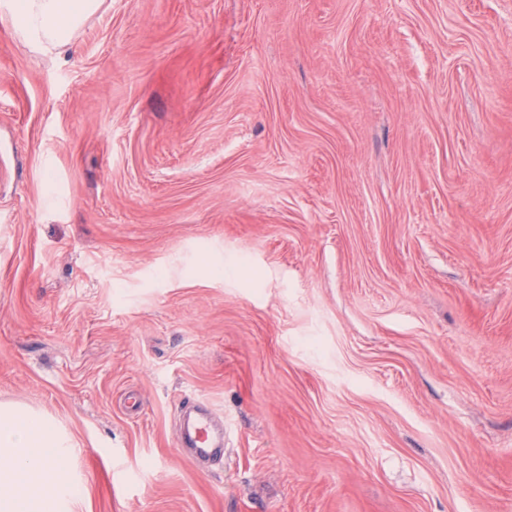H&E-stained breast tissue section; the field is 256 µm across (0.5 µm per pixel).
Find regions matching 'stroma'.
<instances>
[{
	"mask_svg": "<svg viewBox=\"0 0 512 512\" xmlns=\"http://www.w3.org/2000/svg\"><path fill=\"white\" fill-rule=\"evenodd\" d=\"M1 402L69 512H512V0L0 18ZM102 0H1L20 38L42 52H61L78 35ZM182 444L193 448L195 457H207L221 451L213 442L210 418L206 414L197 416L180 437Z\"/></svg>",
	"mask_w": 512,
	"mask_h": 512,
	"instance_id": "35a3bbf8",
	"label": "stroma"
}]
</instances>
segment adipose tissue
I'll return each instance as SVG.
<instances>
[{"mask_svg":"<svg viewBox=\"0 0 512 512\" xmlns=\"http://www.w3.org/2000/svg\"><path fill=\"white\" fill-rule=\"evenodd\" d=\"M102 0H0V15L9 17L20 38L42 52H59L78 35ZM63 442L52 423L17 404H0V512H63L52 490L69 487L71 500L81 496L70 487L69 474L50 450Z\"/></svg>","mask_w":512,"mask_h":512,"instance_id":"1","label":"adipose tissue"}]
</instances>
